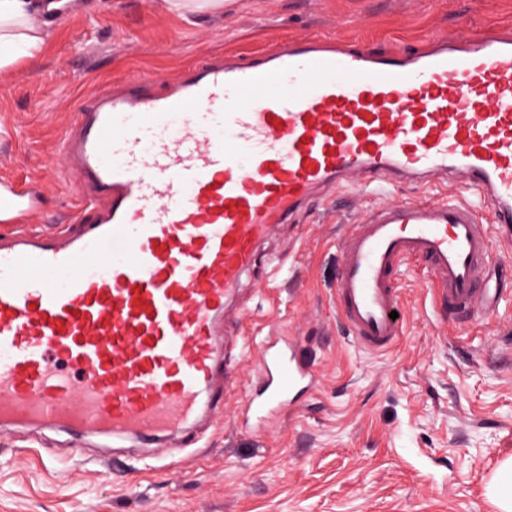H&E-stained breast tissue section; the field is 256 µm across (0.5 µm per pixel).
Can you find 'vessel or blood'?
Returning <instances> with one entry per match:
<instances>
[{"instance_id": "obj_1", "label": "vessel or blood", "mask_w": 512, "mask_h": 512, "mask_svg": "<svg viewBox=\"0 0 512 512\" xmlns=\"http://www.w3.org/2000/svg\"><path fill=\"white\" fill-rule=\"evenodd\" d=\"M157 81L97 91L64 132L82 197L70 230L0 236V424L144 441L193 425L224 399L219 338L259 244L357 177L460 184L492 213L486 224L463 200L413 201L349 225L336 309L357 344L398 342L409 261L428 269L449 320L493 312L492 232H512V36L388 52L311 37L210 58L160 92ZM39 213L35 194L0 177L1 224ZM257 359L249 428L316 383L283 337Z\"/></svg>"}]
</instances>
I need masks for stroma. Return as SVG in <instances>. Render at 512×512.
<instances>
[{
	"label": "stroma",
	"instance_id": "stroma-1",
	"mask_svg": "<svg viewBox=\"0 0 512 512\" xmlns=\"http://www.w3.org/2000/svg\"><path fill=\"white\" fill-rule=\"evenodd\" d=\"M512 30V0H224L189 17L165 0H68L44 51L0 71V175L35 182L40 231L80 202L59 140L94 90L135 73L175 79L218 54L321 36L370 49ZM441 186L355 183L313 201L261 247L235 303L252 332L223 345L224 405L195 443L155 449L66 428L0 430V512H499L488 485L512 458V242L494 236L495 312L462 328L432 312L430 276L399 274L403 334L383 354L358 346L335 303L345 225L366 207L446 198ZM285 336L317 375L263 430L242 427L257 383L256 341Z\"/></svg>",
	"mask_w": 512,
	"mask_h": 512
}]
</instances>
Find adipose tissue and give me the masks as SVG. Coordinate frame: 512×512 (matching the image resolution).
<instances>
[{
	"label": "adipose tissue",
	"mask_w": 512,
	"mask_h": 512,
	"mask_svg": "<svg viewBox=\"0 0 512 512\" xmlns=\"http://www.w3.org/2000/svg\"><path fill=\"white\" fill-rule=\"evenodd\" d=\"M47 9L46 0H0V68L40 56L49 32L32 18Z\"/></svg>",
	"instance_id": "ef3b65f1"
}]
</instances>
